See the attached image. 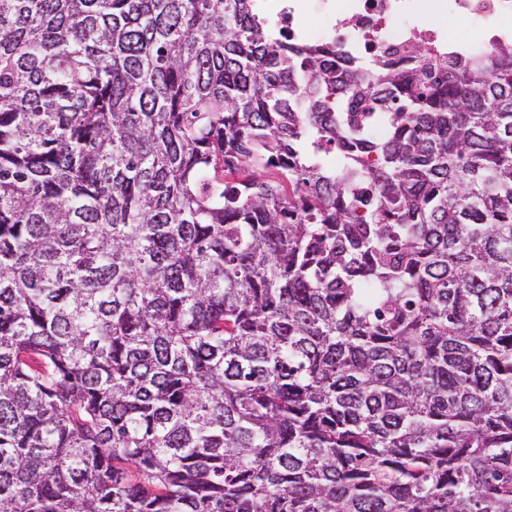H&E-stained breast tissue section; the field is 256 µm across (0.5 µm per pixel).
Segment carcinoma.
Wrapping results in <instances>:
<instances>
[{"mask_svg":"<svg viewBox=\"0 0 512 512\" xmlns=\"http://www.w3.org/2000/svg\"><path fill=\"white\" fill-rule=\"evenodd\" d=\"M332 54L0 0V512H512V67Z\"/></svg>","mask_w":512,"mask_h":512,"instance_id":"cac0c4a2","label":"carcinoma"}]
</instances>
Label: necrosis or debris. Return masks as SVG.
<instances>
[{"label": "necrosis or debris", "mask_w": 512, "mask_h": 512, "mask_svg": "<svg viewBox=\"0 0 512 512\" xmlns=\"http://www.w3.org/2000/svg\"><path fill=\"white\" fill-rule=\"evenodd\" d=\"M268 26L289 40L336 48V73L354 64L371 66L383 55L409 58L417 47L448 52L437 16H454L472 32L458 44L466 54L493 56L512 39V0H254Z\"/></svg>", "instance_id": "1"}]
</instances>
